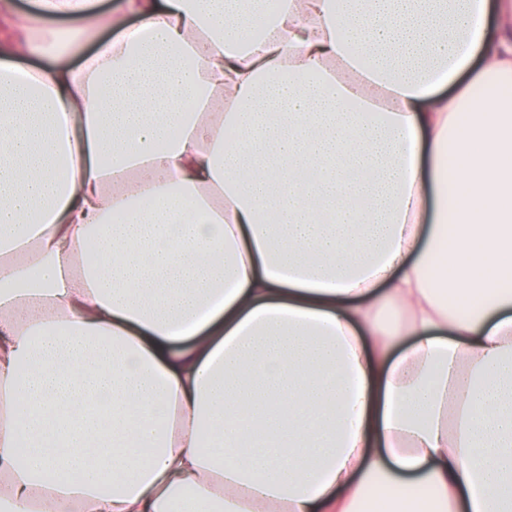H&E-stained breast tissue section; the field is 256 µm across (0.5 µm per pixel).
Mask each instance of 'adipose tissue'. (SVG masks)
Segmentation results:
<instances>
[{"mask_svg": "<svg viewBox=\"0 0 512 512\" xmlns=\"http://www.w3.org/2000/svg\"><path fill=\"white\" fill-rule=\"evenodd\" d=\"M33 7L0 47V512H512V0Z\"/></svg>", "mask_w": 512, "mask_h": 512, "instance_id": "ef3b65f1", "label": "adipose tissue"}]
</instances>
